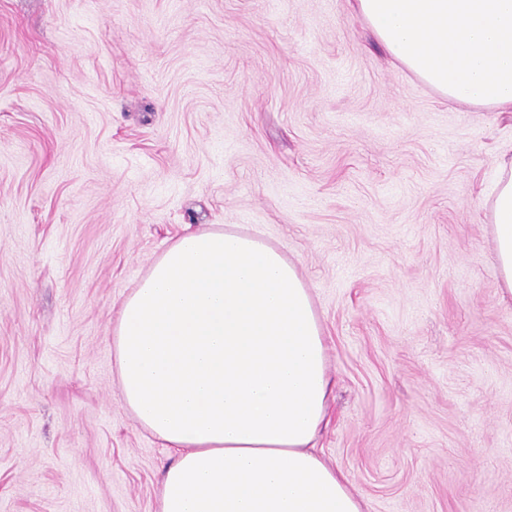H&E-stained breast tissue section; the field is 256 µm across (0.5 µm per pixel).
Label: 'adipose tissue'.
<instances>
[{
  "mask_svg": "<svg viewBox=\"0 0 512 512\" xmlns=\"http://www.w3.org/2000/svg\"><path fill=\"white\" fill-rule=\"evenodd\" d=\"M392 63L451 102L512 112V0H350ZM491 194L512 300V160ZM119 397L174 461L159 512H365L322 457L333 382L310 292L228 226L174 240L112 325Z\"/></svg>",
  "mask_w": 512,
  "mask_h": 512,
  "instance_id": "ef3b65f1",
  "label": "adipose tissue"
}]
</instances>
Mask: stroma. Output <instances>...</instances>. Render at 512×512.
<instances>
[{"label": "stroma", "instance_id": "1", "mask_svg": "<svg viewBox=\"0 0 512 512\" xmlns=\"http://www.w3.org/2000/svg\"><path fill=\"white\" fill-rule=\"evenodd\" d=\"M512 112L391 64L348 0H0V512H157L112 322L207 224L293 262L366 512H512ZM491 194L494 252L502 284V299L512 300V157L504 162L502 173Z\"/></svg>", "mask_w": 512, "mask_h": 512}]
</instances>
